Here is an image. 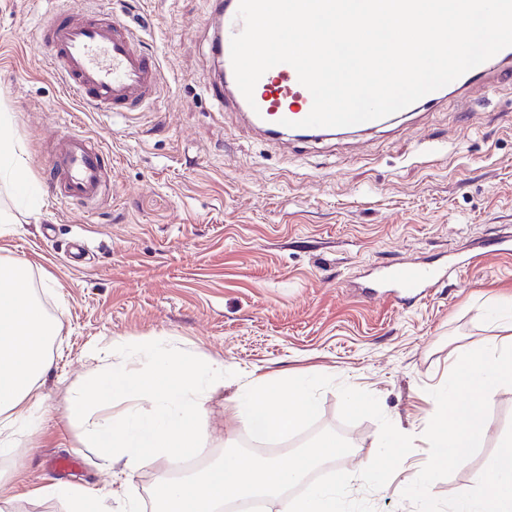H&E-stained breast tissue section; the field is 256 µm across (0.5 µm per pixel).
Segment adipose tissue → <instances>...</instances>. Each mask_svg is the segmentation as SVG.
Instances as JSON below:
<instances>
[{"instance_id":"1","label":"adipose tissue","mask_w":512,"mask_h":512,"mask_svg":"<svg viewBox=\"0 0 512 512\" xmlns=\"http://www.w3.org/2000/svg\"><path fill=\"white\" fill-rule=\"evenodd\" d=\"M56 328L32 296L25 265L11 264L0 275V414L36 398V384L52 364L46 344ZM316 410L304 382L262 376L239 394L235 419L252 434L278 439Z\"/></svg>"}]
</instances>
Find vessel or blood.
<instances>
[{
  "instance_id": "1",
  "label": "vessel or blood",
  "mask_w": 512,
  "mask_h": 512,
  "mask_svg": "<svg viewBox=\"0 0 512 512\" xmlns=\"http://www.w3.org/2000/svg\"><path fill=\"white\" fill-rule=\"evenodd\" d=\"M238 7L239 0H224L222 32L216 47L224 79L217 88L224 104L252 113L255 126L275 140L286 133V121L297 122L310 113L312 96L299 82L295 69L283 63L263 74L255 86L253 100L245 99L237 86L230 55L231 38L243 29L242 21L236 17ZM40 43L65 91L93 110L121 116L153 104L163 90L157 57L143 52L131 24L112 16L105 7L88 10L70 6L54 11L41 29ZM496 76L512 81V47L425 95L410 109L419 111L467 90L475 82ZM397 120L393 114L344 127L301 128L297 134L311 140L330 139L373 132ZM111 161L99 141L79 130H66L56 138L48 157L47 189L63 202L95 207L107 193ZM447 276L446 269L407 262L384 270L381 279L388 288L427 290Z\"/></svg>"
}]
</instances>
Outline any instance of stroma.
<instances>
[{
	"instance_id": "35a3bbf8",
	"label": "stroma",
	"mask_w": 512,
	"mask_h": 512,
	"mask_svg": "<svg viewBox=\"0 0 512 512\" xmlns=\"http://www.w3.org/2000/svg\"><path fill=\"white\" fill-rule=\"evenodd\" d=\"M70 0H0V113L27 175L44 183L46 153L75 126L112 155L111 195L95 209L40 193L39 211L0 236V265L25 262L45 314L59 323L41 399L15 413L14 453L0 455V507L69 512L50 484L81 486L107 512H147L168 475L157 463L104 471L72 423V388L117 346L160 340L231 378L209 393L203 464L247 438L238 385L305 378L318 411L277 441L284 456L323 430L351 451L325 465L355 477L374 512H416L402 489L429 458L430 396L459 356L501 343L497 310L512 300V84L487 83L378 131L308 142L262 138L218 104L213 0H105L130 16L164 76L158 102L126 118L84 106L59 84L35 31ZM406 261L458 269L429 297L398 303L373 287ZM479 451L431 493L472 489L512 425V387L493 396ZM397 447H389L391 429ZM78 457L68 473L52 466ZM375 484L358 479L364 465Z\"/></svg>"
}]
</instances>
